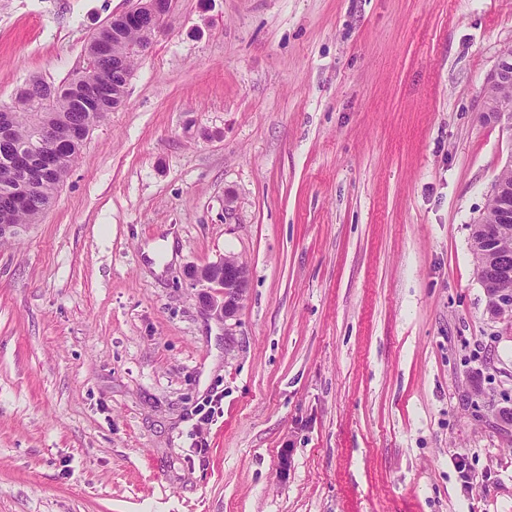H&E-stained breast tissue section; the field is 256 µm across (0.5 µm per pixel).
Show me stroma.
Wrapping results in <instances>:
<instances>
[{"mask_svg": "<svg viewBox=\"0 0 512 512\" xmlns=\"http://www.w3.org/2000/svg\"><path fill=\"white\" fill-rule=\"evenodd\" d=\"M128 6L0 0V105ZM510 43L512 0H176L0 242V512H512V312L471 248ZM228 256L223 323L186 272ZM512 84V45L504 46L500 53L495 68L487 79V98H494L498 90ZM496 296V305L497 311L499 313L502 312H511L512 311V280L511 278H507L504 280L496 281L490 285H487L485 290L487 293V298L490 299L494 294L497 293ZM511 288V289H510Z\"/></svg>", "mask_w": 512, "mask_h": 512, "instance_id": "obj_1", "label": "stroma"}]
</instances>
